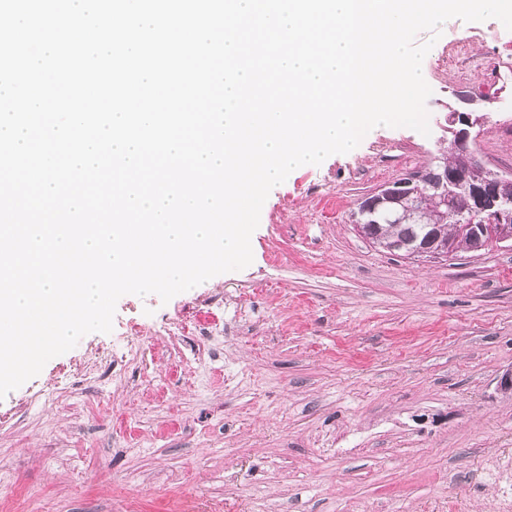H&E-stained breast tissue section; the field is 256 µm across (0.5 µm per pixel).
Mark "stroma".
I'll return each mask as SVG.
<instances>
[{"label":"stroma","instance_id":"obj_1","mask_svg":"<svg viewBox=\"0 0 512 512\" xmlns=\"http://www.w3.org/2000/svg\"><path fill=\"white\" fill-rule=\"evenodd\" d=\"M429 135L375 128L291 172L253 261L161 301L122 296L140 350L94 332L0 400V512H512V248L414 261L352 219L446 150L449 106L487 100L470 150L512 173V31L430 32ZM245 295L221 342L181 336ZM111 344L119 379L89 378Z\"/></svg>","mask_w":512,"mask_h":512}]
</instances>
